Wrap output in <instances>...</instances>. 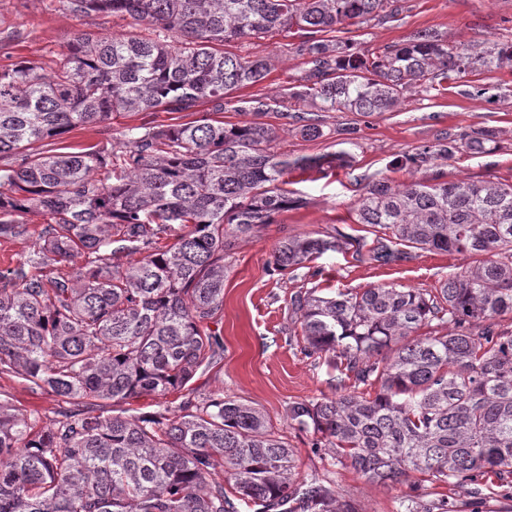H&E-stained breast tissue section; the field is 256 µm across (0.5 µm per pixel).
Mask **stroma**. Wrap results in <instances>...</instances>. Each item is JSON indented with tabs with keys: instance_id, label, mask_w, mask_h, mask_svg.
<instances>
[{
	"instance_id": "1",
	"label": "stroma",
	"mask_w": 512,
	"mask_h": 512,
	"mask_svg": "<svg viewBox=\"0 0 512 512\" xmlns=\"http://www.w3.org/2000/svg\"><path fill=\"white\" fill-rule=\"evenodd\" d=\"M421 29L438 32L450 44L480 50L510 43L512 0H406L396 19L371 21L353 29L352 34L362 48L378 49L407 40ZM84 33L140 36L144 30L131 26L129 19L106 12L71 14L60 0H0V69L19 61L51 69L68 44ZM291 42L287 33L272 32L259 40L224 44V52L265 56L272 64L263 83L236 91V98L275 95L304 75L305 61L291 49ZM472 86L486 88L485 98L471 97L468 89ZM301 110L300 104L288 102L266 115V122L278 134L274 151L292 157L343 153L348 162L332 171H294L288 189L300 198V205L281 214L277 223L256 236L233 240L224 257V312L218 323L224 353L201 366L189 385L190 392L202 397L220 390L225 397L260 408L286 435L299 474L318 472L337 495L355 501L359 512H401L402 501L413 493L426 501H446L450 512H512V501L496 495L476 496L418 473L412 474L409 483L396 487L370 485L337 460L320 457L311 446L312 434L288 424L292 403L332 397L340 389L338 372L328 365L326 356H310L300 349V327L289 309L293 293L303 286L314 287L321 295L332 297L348 288L387 284L430 291L439 287L449 272L463 266L461 256L416 250L410 259L382 265L356 259L353 247L347 245L314 260L316 276L304 279L268 273L284 234L325 237L340 231L362 237L364 227L354 223L353 209L365 186L382 178L396 183L409 180L411 172L402 165L405 155L445 134L492 127L498 130L501 142L498 152L467 153L443 163L440 170L447 180L512 183V69L475 70L466 85L438 96L413 89L396 112L369 117L352 112L322 113L323 124L334 131L329 139L301 138L296 122ZM210 114L207 103L192 112L124 113L107 127L72 130L62 142L115 144L128 126L144 122L167 126ZM45 227V217L33 215L25 235L0 239V267L24 261L37 249ZM0 393L44 423L62 408L54 397L15 377H0Z\"/></svg>"
}]
</instances>
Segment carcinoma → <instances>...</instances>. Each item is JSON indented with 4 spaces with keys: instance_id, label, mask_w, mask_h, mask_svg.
<instances>
[{
    "instance_id": "1",
    "label": "carcinoma",
    "mask_w": 512,
    "mask_h": 512,
    "mask_svg": "<svg viewBox=\"0 0 512 512\" xmlns=\"http://www.w3.org/2000/svg\"><path fill=\"white\" fill-rule=\"evenodd\" d=\"M399 2L62 0L73 14H126L148 35H81L48 74L25 61L0 70V160L11 159L0 166V238L25 234L28 215L50 222L33 256L0 268V376L61 401L103 402L41 425L0 397V512H358L327 480L299 476L270 419L222 391L148 415L112 406L178 392L224 351L211 328L224 310V238L276 223L293 203L290 173L346 163L341 153L274 152L265 100L233 102L267 79L269 60L215 45L304 36L294 51L309 69L288 98L311 108L298 117L311 140L331 134L321 112H395L413 87L441 94L479 67H512V42L472 53L424 29L370 51L345 36L396 18ZM203 100L246 119L143 123L122 133L120 150L49 147L121 112H192ZM499 149L496 129L482 127L439 137L408 161L418 172ZM355 214L373 235L355 239L357 258L389 264L419 249L472 262L432 291L295 292L303 351L333 355L350 385L291 404L290 424L371 485L418 472L478 494L493 472L509 497L512 329L498 319L512 314V183L382 178ZM164 237L172 243L160 245ZM339 247L334 236L286 235L272 271L312 277L309 263ZM120 253L138 258L120 264ZM434 324L450 332L418 334Z\"/></svg>"
}]
</instances>
